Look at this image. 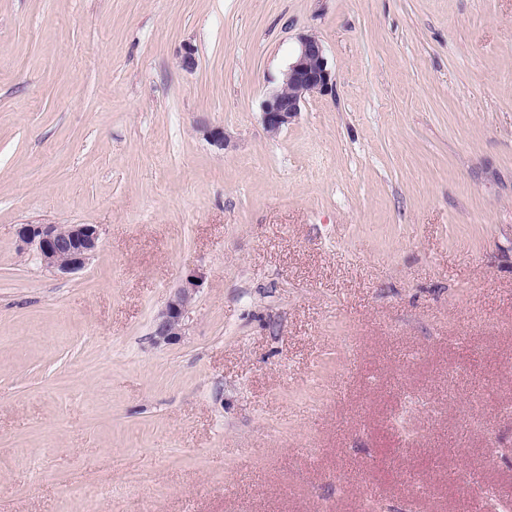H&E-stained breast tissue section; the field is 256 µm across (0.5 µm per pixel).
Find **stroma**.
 <instances>
[{"label":"stroma","mask_w":512,"mask_h":512,"mask_svg":"<svg viewBox=\"0 0 512 512\" xmlns=\"http://www.w3.org/2000/svg\"><path fill=\"white\" fill-rule=\"evenodd\" d=\"M304 34L333 89L272 136ZM23 224L100 246L61 275ZM496 503L512 0H0V512ZM196 288H178L169 297L153 322L155 342L173 343L180 339L194 305Z\"/></svg>","instance_id":"35a3bbf8"}]
</instances>
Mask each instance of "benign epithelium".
I'll use <instances>...</instances> for the list:
<instances>
[{
	"label": "benign epithelium",
	"mask_w": 512,
	"mask_h": 512,
	"mask_svg": "<svg viewBox=\"0 0 512 512\" xmlns=\"http://www.w3.org/2000/svg\"><path fill=\"white\" fill-rule=\"evenodd\" d=\"M333 90L325 50L313 35L299 39V49L288 66L280 88L270 93L262 104V123L271 135L292 124L302 110L307 96ZM20 240L34 248L36 259L46 268L61 274L76 272L86 266L96 252L100 234L94 224H23ZM196 289L178 288L169 297L153 322L155 342L173 343L180 339L194 305Z\"/></svg>",
	"instance_id": "obj_1"
}]
</instances>
